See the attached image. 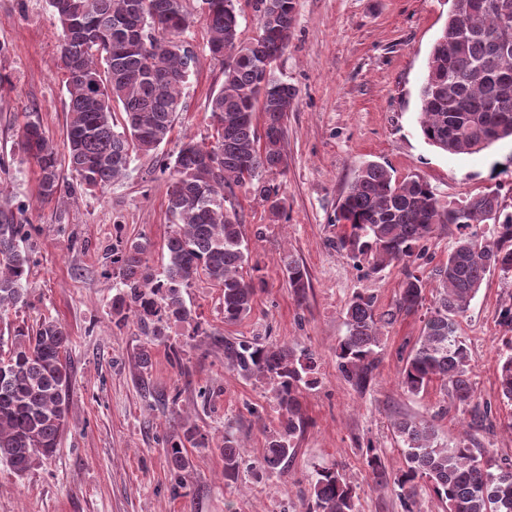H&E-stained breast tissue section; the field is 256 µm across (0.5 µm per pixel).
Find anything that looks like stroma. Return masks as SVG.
Masks as SVG:
<instances>
[{
	"label": "stroma",
	"instance_id": "35a3bbf8",
	"mask_svg": "<svg viewBox=\"0 0 512 512\" xmlns=\"http://www.w3.org/2000/svg\"><path fill=\"white\" fill-rule=\"evenodd\" d=\"M193 22L184 38L196 55L183 89L180 112L167 143L137 158L112 186L59 206L35 201L36 167L19 146L20 128L37 112L47 133L63 144L67 93L60 66L59 29L47 0H0V187L29 202L33 265L25 307L0 315L7 325L31 326L42 317L62 322L70 333L72 382L66 427L56 451L37 460L23 476L0 462V512H309L315 469L342 470L358 497L359 512H403L395 485H375L359 449L380 448L388 470L402 463L390 423L400 417L434 416L443 440H454L470 416L439 386L411 395L398 384L402 358L419 336L422 314L400 315L387 329L380 375L356 391L336 368L334 348L345 336L343 308L362 290L379 311L396 300L402 266L371 272L367 260L336 251L329 242L345 232L336 207L363 163L388 164L397 178L417 175L438 196L457 200L496 191L512 211V140L472 155H451L431 146L418 123L419 92L429 51L448 20L451 0H296V27L277 60V78L298 91L285 121L287 168L277 175L285 214L272 220L265 203L246 186L232 201L244 226L249 264L262 280L251 312L224 322L222 291L200 279L184 294L203 336L174 324L152 347V363L140 371L134 355L145 337L136 323L116 328L111 301V266L103 249L115 240L144 237L155 271L166 263L164 240L167 176L161 157L177 151L184 137L210 141L211 93L224 81V63L207 47L202 0H184ZM292 256L309 272L304 300H297L282 260ZM512 306V277L493 273L472 300L458 333L467 342L478 401L492 414L474 438L496 461H512V402L498 394L500 355L512 343L501 312ZM259 336L312 350L314 385L304 388L309 420L298 452L284 473L261 474L264 428H276L279 412L267 385L244 380L224 368V352L211 335ZM184 351L182 365L170 347ZM179 395L183 417L209 438L192 448V484L175 491L165 439L177 437L164 397ZM265 409L264 423L250 415ZM246 445L235 478L224 476L225 434Z\"/></svg>",
	"mask_w": 512,
	"mask_h": 512
}]
</instances>
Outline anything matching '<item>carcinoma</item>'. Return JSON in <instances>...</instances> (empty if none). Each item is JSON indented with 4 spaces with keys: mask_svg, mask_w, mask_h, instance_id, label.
Segmentation results:
<instances>
[{
    "mask_svg": "<svg viewBox=\"0 0 512 512\" xmlns=\"http://www.w3.org/2000/svg\"><path fill=\"white\" fill-rule=\"evenodd\" d=\"M257 2L259 29L274 35L242 45L234 0H204L208 50L224 59V82L209 100L213 142L187 138L160 166L170 176L166 210L172 222L164 242V275L157 276L147 264V239L104 249L118 279L112 318L118 328L136 319L146 336L137 353L143 369L151 364L152 338L166 335L170 324H191L192 335H199L200 323L183 296L195 280L203 277L222 290L227 324L250 313L258 291L254 278L243 275L248 252L238 213L224 203L233 188L248 185L273 216H280V185L265 175L285 171V119L298 92L272 69L293 36L295 0ZM49 7L61 35L68 97L65 147L73 180L61 178L56 143L39 118L27 113L20 145L38 169L36 200L41 204L104 189L125 175L134 156L156 152L183 110L182 88L194 64L192 49L179 40L191 25L183 0H49ZM258 112L261 131L255 123ZM419 124L431 145L452 155L475 154L512 138V26H505L501 10L473 9L470 0H455L428 56ZM27 212L28 205L9 197L0 203L1 312L27 305L24 282L31 257L26 243L36 233ZM336 221L349 225V231L330 241L331 248L368 258L374 273L404 266L393 308L377 313L374 296L364 292L347 302V334L335 349L342 377L365 391L376 376L383 328L428 303L430 315L403 359L401 387L419 394L437 384L458 403L473 406L474 421L486 418L491 405L473 402L469 350L456 335L457 319L491 272L512 273V212L505 211L496 193L447 201L420 176L398 180L389 167L371 162L357 170L339 199ZM475 224L493 225L495 237L478 236L471 231ZM452 226L458 237L432 270L436 286L428 302L423 276L412 266L424 258V242ZM283 266L289 287L303 299L309 287L306 267L291 256ZM219 342L227 371L271 387L279 425L266 435L259 469L280 474L295 457V439L307 425L300 398L302 388L315 383V354L237 336ZM69 344L66 327L49 319L32 331L18 327L0 336V461L18 475L57 448L72 379ZM498 388L512 401V353L499 361ZM181 429L182 438L171 442L167 453L175 485L185 488L192 472L186 446H203L204 436L187 422ZM392 429L402 445L403 465L393 478L406 512H414L421 481L446 512H512L511 462L491 470L470 435L445 442L431 420L401 417ZM244 448L235 437L224 436V477L238 473ZM365 463L377 484L391 478L374 449H367ZM311 496L313 512H358L355 490L338 469L316 471Z\"/></svg>",
    "mask_w": 512,
    "mask_h": 512,
    "instance_id": "cac0c4a2",
    "label": "carcinoma"
}]
</instances>
